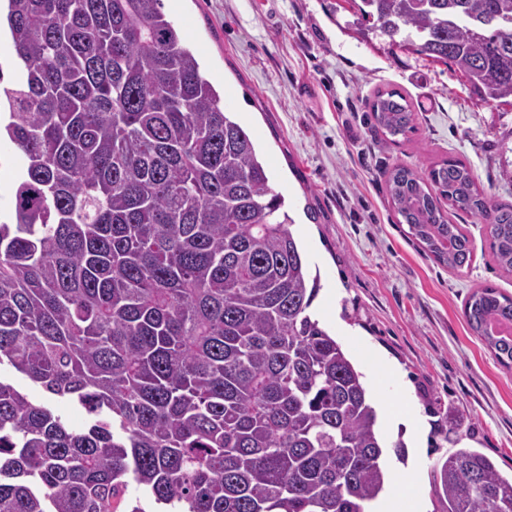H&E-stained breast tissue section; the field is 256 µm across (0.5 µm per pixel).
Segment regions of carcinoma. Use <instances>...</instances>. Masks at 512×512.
<instances>
[{
    "label": "carcinoma",
    "instance_id": "carcinoma-1",
    "mask_svg": "<svg viewBox=\"0 0 512 512\" xmlns=\"http://www.w3.org/2000/svg\"><path fill=\"white\" fill-rule=\"evenodd\" d=\"M369 30L512 100V0H360ZM18 75L0 142L24 159L0 220V365L93 416L83 429L0 380V512H366L387 472L363 374L312 317L320 290L284 195L220 105L162 0H7ZM372 119L415 128L396 92ZM401 223L456 271L489 227L512 272V204L449 158L386 172ZM470 330L504 366L512 296L484 286ZM446 512H512V477L458 448Z\"/></svg>",
    "mask_w": 512,
    "mask_h": 512
}]
</instances>
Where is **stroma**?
Instances as JSON below:
<instances>
[{"label":"stroma","mask_w":512,"mask_h":512,"mask_svg":"<svg viewBox=\"0 0 512 512\" xmlns=\"http://www.w3.org/2000/svg\"><path fill=\"white\" fill-rule=\"evenodd\" d=\"M163 10L288 201L291 230L320 273L314 317L343 349L355 337L392 365L393 380L359 366L375 405L403 395L416 409L420 438L406 460L386 451L387 473L415 472L422 512H444L439 470L451 445L433 421L453 413L460 447L512 474V367L464 316L478 287L512 295V274L494 260L487 225L461 212L453 221L473 241V263L455 272L436 262L398 222L384 177L453 157L511 203L512 102H485L450 64L388 38L363 40L349 0H163ZM391 89L412 104L415 131L387 143L369 103Z\"/></svg>","instance_id":"1"}]
</instances>
